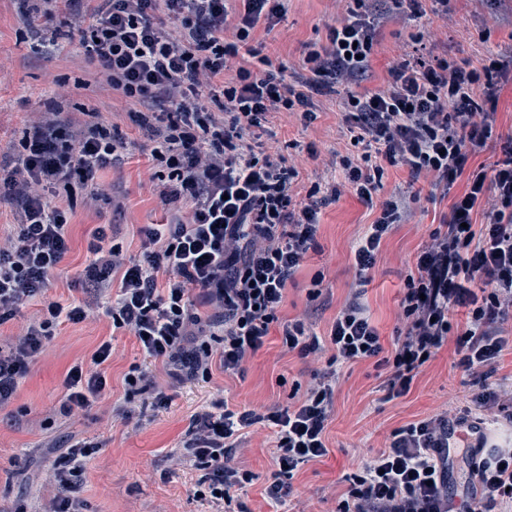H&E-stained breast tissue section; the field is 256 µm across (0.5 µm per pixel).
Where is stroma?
Returning a JSON list of instances; mask_svg holds the SVG:
<instances>
[{
  "label": "stroma",
  "instance_id": "obj_1",
  "mask_svg": "<svg viewBox=\"0 0 512 512\" xmlns=\"http://www.w3.org/2000/svg\"><path fill=\"white\" fill-rule=\"evenodd\" d=\"M447 18L426 12L410 18L394 0H367L366 11L377 23L375 52L364 76L339 85L335 95L320 99L318 118L311 125L285 117L272 119L268 132L279 145H293L300 175L294 197L303 202L323 171L321 160L330 154L346 155L350 138L341 120V102L347 93L363 95L383 88L388 69L400 56L412 53L411 39L419 25L435 33L432 49L451 60L479 62L488 54L503 61L507 75L495 103L496 121L486 149L471 158V165L493 166L502 156L500 146L512 137V0H451ZM336 0H288V11L274 28L258 25L257 43L273 63H286V80H294L307 45L328 41V27L339 19ZM55 109L72 126L84 122V109L92 108L99 121L112 126L127 147L111 165L99 170L102 196H79L69 217L71 250L52 272L40 302L62 303L82 298L87 239L95 225L108 224L124 253H141V227L166 224L185 215L181 202L162 206L151 179L152 162L147 139L139 130L134 105L126 103L103 80L102 69L81 42V29L73 16L53 22L21 20L15 0H0V158H16L28 125L47 109ZM319 158H311L308 147ZM397 196L404 209L399 224L385 238L381 257L363 290H356L351 246L378 210L346 193L321 205L317 246L309 250L288 285L281 309L283 318L307 315L317 334H326L340 308L360 295L384 350H392L397 336L399 304L406 277L429 232L446 218L452 197L433 188L408 168H386L378 202ZM322 276L321 294L309 299L308 288ZM111 341L112 358L106 363V399L87 411L64 417L58 409L64 378L78 361L89 358L102 341ZM328 353L301 358L283 352L278 334H271L239 373L213 366L210 380H174L162 366L153 372L165 386L169 401L153 407L141 396L130 395L124 377L144 355L128 332L113 330L111 319L99 316L59 328L45 354L33 362L14 397L0 406V512H41L42 487L56 461L77 440L99 443V451L86 463L80 493L85 512H208L195 495L198 472L169 473L168 455L179 447L201 406L227 402L230 408L295 406L317 374L328 369ZM387 372L375 360L344 365L338 372L334 413L328 424V453L304 464L294 481V494L286 507L305 502L309 512H336L356 466L383 452L394 430L442 412L468 413L477 418L474 398L480 391L473 376L457 365L454 342H445L420 369L410 391L388 398ZM136 412L130 422L120 414ZM273 443L268 429H246L236 460L254 473L251 484L238 493L244 512H276L266 495Z\"/></svg>",
  "mask_w": 512,
  "mask_h": 512
}]
</instances>
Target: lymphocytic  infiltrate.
<instances>
[{"instance_id":"lymphocytic-infiltrate-1","label":"lymphocytic infiltrate","mask_w":512,"mask_h":512,"mask_svg":"<svg viewBox=\"0 0 512 512\" xmlns=\"http://www.w3.org/2000/svg\"><path fill=\"white\" fill-rule=\"evenodd\" d=\"M342 18L329 28V43L308 51L300 62L306 78L286 82V65L270 66L253 46L258 24L274 27L288 0H99L87 46L108 83L125 101L167 103L164 112H143L139 125L162 168L157 197L162 204H189L187 218L150 224L140 260L126 261L112 241V227L93 230L84 282L93 299L45 304L38 318L0 347V405L8 403L30 363L43 355L59 327L85 321L94 299L117 295L106 314L116 329L133 335L145 358L164 363L177 380L209 378L213 362L241 371L249 354L278 331L285 351L308 356L322 343L334 350L331 364L380 358L388 370L389 397L406 395L425 356L453 341L458 365L485 383L508 344L495 326L512 315V138L502 145L493 168L469 167L472 155L492 137L495 114L488 110L505 66L487 58L480 66L451 63L433 55V33L413 35L415 55L389 70L386 90L348 95L342 120L351 154L326 166L329 197L352 191L372 204L385 169L407 167L450 190L457 179L448 219L429 233L405 281L400 301L404 333L391 357L366 309L351 301L337 314L327 338L304 319L284 320L280 308L288 282L316 245L318 207L297 206L292 185L298 172L289 156L269 152L261 140L271 114L288 112L302 124L317 118L314 97L364 72L374 49L375 28L365 0H342ZM176 19L165 28L164 17ZM235 68L232 79L224 71ZM220 105L222 119L206 112L202 97ZM63 119L30 124L14 166L0 180V202L23 213L15 234L0 242V324L20 306L36 300L49 275L70 251L68 210L73 186L94 182L123 148L111 127L85 121L77 142L65 135ZM487 207L486 223L473 216ZM398 198L382 202L380 214L354 249V269L366 281L383 240L402 216ZM214 313L201 319L197 299ZM467 310L466 325L454 330L450 311ZM112 356L102 342L90 359L72 366L65 378L62 416L101 402L107 387L103 366ZM335 388L320 378L294 408H202L195 413L171 461L195 470L196 495L214 512H235L236 489L252 483L251 471L235 453L242 430L270 428L276 445L267 496L289 498L301 467L323 457L325 431ZM468 422L441 414L407 424L392 434L386 450L347 475L338 512H487L501 505L512 512V448H486L485 437L461 442ZM98 445L76 442L53 478L41 512H83L79 491L85 463ZM469 461L480 494L456 503L448 490L454 459Z\"/></svg>"}]
</instances>
